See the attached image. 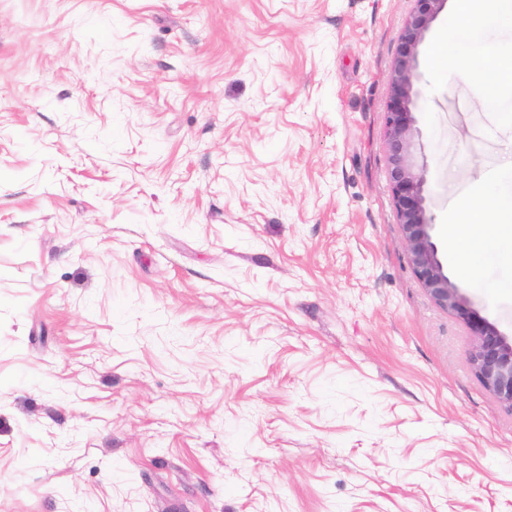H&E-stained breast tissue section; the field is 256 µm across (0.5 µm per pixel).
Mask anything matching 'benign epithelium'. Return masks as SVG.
<instances>
[{
  "label": "benign epithelium",
  "instance_id": "7a95c632",
  "mask_svg": "<svg viewBox=\"0 0 512 512\" xmlns=\"http://www.w3.org/2000/svg\"><path fill=\"white\" fill-rule=\"evenodd\" d=\"M394 60L385 112V142L392 199L403 247L423 290L440 308L457 315L469 332V363L482 386L512 412V336L472 308L445 273L433 241V217L426 196L427 176L416 158L414 88L420 45L446 0H412Z\"/></svg>",
  "mask_w": 512,
  "mask_h": 512
}]
</instances>
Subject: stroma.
<instances>
[{
  "label": "stroma",
  "mask_w": 512,
  "mask_h": 512,
  "mask_svg": "<svg viewBox=\"0 0 512 512\" xmlns=\"http://www.w3.org/2000/svg\"><path fill=\"white\" fill-rule=\"evenodd\" d=\"M420 47L433 240L512 126ZM411 0H0V512H512V413L402 246Z\"/></svg>",
  "instance_id": "1"
}]
</instances>
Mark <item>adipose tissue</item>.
Here are the masks:
<instances>
[{"label":"adipose tissue","mask_w":512,"mask_h":512,"mask_svg":"<svg viewBox=\"0 0 512 512\" xmlns=\"http://www.w3.org/2000/svg\"><path fill=\"white\" fill-rule=\"evenodd\" d=\"M512 0H456L438 38L435 63L444 75L480 88L501 124L512 125ZM448 255L471 287L512 293V280L486 283L490 266L512 267V165L489 178L476 200L448 218Z\"/></svg>","instance_id":"1"}]
</instances>
